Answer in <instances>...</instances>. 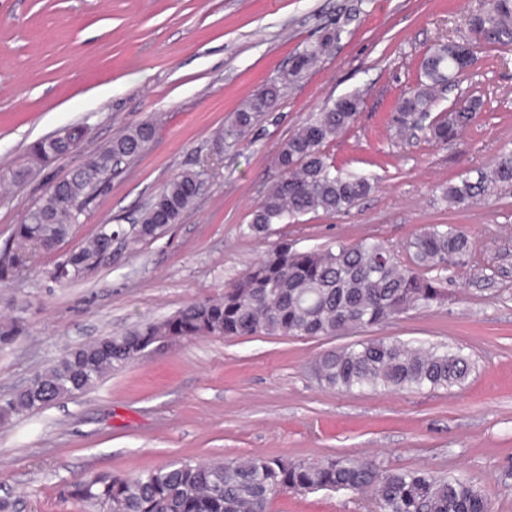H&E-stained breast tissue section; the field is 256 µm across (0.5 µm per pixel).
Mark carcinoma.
<instances>
[{
    "mask_svg": "<svg viewBox=\"0 0 512 512\" xmlns=\"http://www.w3.org/2000/svg\"><path fill=\"white\" fill-rule=\"evenodd\" d=\"M474 25L488 32L486 47L512 44V0H484L468 19V26ZM339 39L340 30H328L295 52L288 69L279 71L234 113L224 134L239 138L249 133L278 106L281 90L294 84ZM457 72L452 43L424 54L416 86L400 98L392 116L399 132L425 121L434 140L446 143L457 138L483 106L482 99L472 97L431 115L439 92L453 84ZM361 106L360 93H347L332 106L311 113L289 135L274 157L278 177L241 227L242 235L264 237L273 225L304 215L347 212L370 194L369 177L337 169L325 151L354 124ZM155 134L152 122L135 125L55 182L26 212L10 246L0 252V284L15 281L34 255L52 251L68 238L87 205L112 179L118 161L144 153ZM83 135L82 128L68 127L35 141L27 164L9 171L10 180L21 184L34 170L74 153ZM200 177L197 170L173 177L142 212L136 236L154 239L178 223L195 201ZM510 189L512 150L505 149L491 168L479 172L477 180L448 183L442 199L453 208H464ZM123 234L121 227L100 225L55 264L50 277L61 285L81 278ZM407 250L410 262L403 264L372 238L334 249L300 250L286 240L279 242L223 295L192 302L163 320L68 351L34 375L28 390L0 399V425L20 415H36L142 360L160 336L175 343L201 336H341L382 325L411 310L428 309L444 301L448 271L470 261L472 244L451 224H430L409 241ZM473 369L467 355L444 345L420 347L386 338L330 348L313 366L322 386L342 393L461 387ZM317 491L367 496L376 512H493L486 493L464 477L427 469H389L354 454L324 460L263 455L208 462L181 459L138 473H82L67 481L60 495L83 512H269L271 502L281 494Z\"/></svg>",
    "mask_w": 512,
    "mask_h": 512,
    "instance_id": "1",
    "label": "carcinoma"
}]
</instances>
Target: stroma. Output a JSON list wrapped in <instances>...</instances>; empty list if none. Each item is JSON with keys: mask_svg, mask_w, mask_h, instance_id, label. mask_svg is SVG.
Listing matches in <instances>:
<instances>
[{"mask_svg": "<svg viewBox=\"0 0 512 512\" xmlns=\"http://www.w3.org/2000/svg\"><path fill=\"white\" fill-rule=\"evenodd\" d=\"M481 0H0V172L27 147L79 125L76 152L0 192V247L22 215L118 132L155 119L153 146L124 162L73 234L0 289V326L25 332L0 346V397L13 395L70 349L172 315L223 293L273 243L321 248L373 238L400 261L424 226L454 224L473 260L448 274V299L341 337H200L113 372L87 392L0 427V497L14 512H79L60 486L73 475L134 472L172 461L265 455L376 457L391 469L467 478L512 512V190L489 203L447 207L441 189L476 176L512 149V46L478 63L437 104L476 96L483 109L456 140L427 131L398 138L400 97L436 43L471 39ZM342 34L248 135L224 137L243 100L325 30ZM360 91L352 128L327 148L336 167L371 176L350 212L308 214L268 238L240 232L276 178L270 159L325 103ZM202 171L193 206L158 238L131 237L81 280L48 275L109 223L130 227L175 175ZM385 337L448 344L474 364L461 388L339 393L312 365L325 350ZM270 512H365L359 496L283 495Z\"/></svg>", "mask_w": 512, "mask_h": 512, "instance_id": "35a3bbf8", "label": "stroma"}]
</instances>
